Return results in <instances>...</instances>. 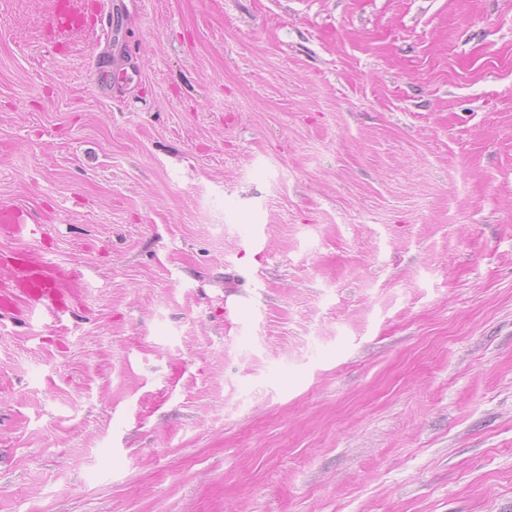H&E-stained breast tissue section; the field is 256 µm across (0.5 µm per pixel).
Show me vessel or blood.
I'll return each mask as SVG.
<instances>
[{
  "instance_id": "obj_1",
  "label": "vessel or blood",
  "mask_w": 512,
  "mask_h": 512,
  "mask_svg": "<svg viewBox=\"0 0 512 512\" xmlns=\"http://www.w3.org/2000/svg\"><path fill=\"white\" fill-rule=\"evenodd\" d=\"M49 23L60 38L111 25V0H101L95 11H88L85 0H50ZM46 218L35 208L0 202V235L26 237L41 233ZM0 265L14 269L13 287L18 288L29 317L59 319L66 312L65 291L84 285V274L76 267L61 268L43 259L13 253L0 257Z\"/></svg>"
}]
</instances>
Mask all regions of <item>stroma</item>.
Here are the masks:
<instances>
[{"label": "stroma", "instance_id": "35a3bbf8", "mask_svg": "<svg viewBox=\"0 0 512 512\" xmlns=\"http://www.w3.org/2000/svg\"><path fill=\"white\" fill-rule=\"evenodd\" d=\"M124 2L0 0V512H512V0ZM49 23L53 34L60 38L71 39L76 35L112 24V0L99 3L98 8L88 13L83 0H68L64 9L59 0H51ZM46 217L35 208L0 202V235L26 237L41 233ZM2 267L15 268V280L0 288H18L30 318L59 319L67 311L65 299L84 285V274L77 267L61 268L41 258L13 253L0 257ZM65 288H74L68 294Z\"/></svg>", "mask_w": 512, "mask_h": 512}]
</instances>
